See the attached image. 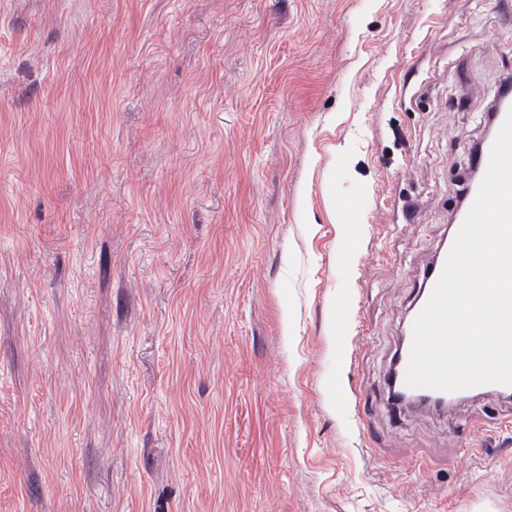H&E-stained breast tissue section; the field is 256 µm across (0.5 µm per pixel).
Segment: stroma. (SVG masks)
<instances>
[{
	"label": "stroma",
	"mask_w": 512,
	"mask_h": 512,
	"mask_svg": "<svg viewBox=\"0 0 512 512\" xmlns=\"http://www.w3.org/2000/svg\"><path fill=\"white\" fill-rule=\"evenodd\" d=\"M510 77L512 0H0V512H512L511 403L385 393Z\"/></svg>",
	"instance_id": "obj_1"
}]
</instances>
